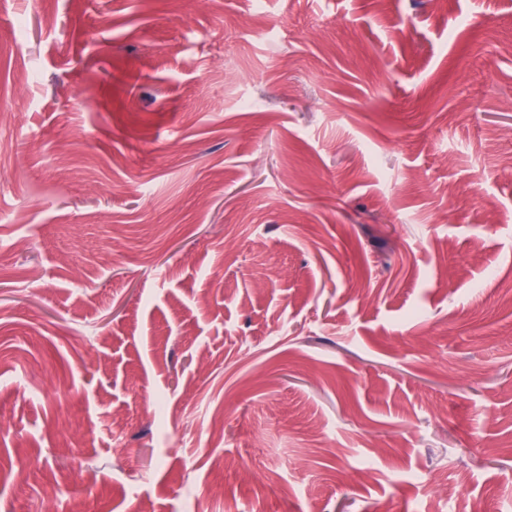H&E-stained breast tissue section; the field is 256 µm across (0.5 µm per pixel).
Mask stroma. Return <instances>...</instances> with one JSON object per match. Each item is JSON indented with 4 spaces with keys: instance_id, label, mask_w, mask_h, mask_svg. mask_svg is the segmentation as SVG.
Returning <instances> with one entry per match:
<instances>
[{
    "instance_id": "35a3bbf8",
    "label": "stroma",
    "mask_w": 512,
    "mask_h": 512,
    "mask_svg": "<svg viewBox=\"0 0 512 512\" xmlns=\"http://www.w3.org/2000/svg\"><path fill=\"white\" fill-rule=\"evenodd\" d=\"M501 130L512 0H0V512H512Z\"/></svg>"
}]
</instances>
